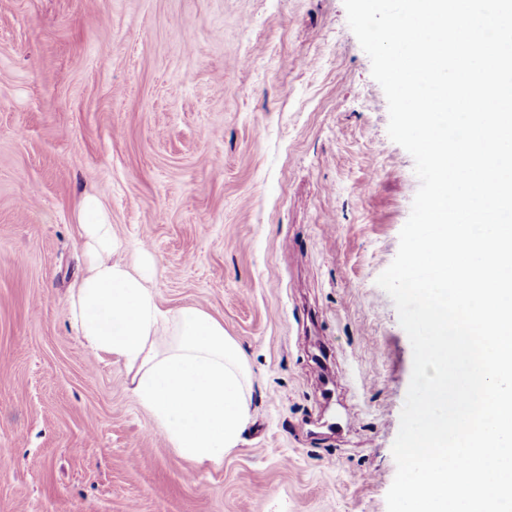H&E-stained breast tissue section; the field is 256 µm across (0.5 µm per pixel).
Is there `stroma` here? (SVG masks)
Listing matches in <instances>:
<instances>
[{
    "instance_id": "obj_1",
    "label": "stroma",
    "mask_w": 512,
    "mask_h": 512,
    "mask_svg": "<svg viewBox=\"0 0 512 512\" xmlns=\"http://www.w3.org/2000/svg\"><path fill=\"white\" fill-rule=\"evenodd\" d=\"M388 121L343 0H0V512H387L413 351L376 279L419 187ZM88 193L247 360L221 465L70 323Z\"/></svg>"
}]
</instances>
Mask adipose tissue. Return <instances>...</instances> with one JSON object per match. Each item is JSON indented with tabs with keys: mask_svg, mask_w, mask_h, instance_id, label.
<instances>
[{
	"mask_svg": "<svg viewBox=\"0 0 512 512\" xmlns=\"http://www.w3.org/2000/svg\"><path fill=\"white\" fill-rule=\"evenodd\" d=\"M77 220L87 273L73 288L69 314L86 350L123 363L131 392L167 442L197 463H217L238 448L250 411V372L224 327L196 308L164 309L148 286L150 254L131 268L112 218L96 196H84Z\"/></svg>",
	"mask_w": 512,
	"mask_h": 512,
	"instance_id": "ef3b65f1",
	"label": "adipose tissue"
}]
</instances>
